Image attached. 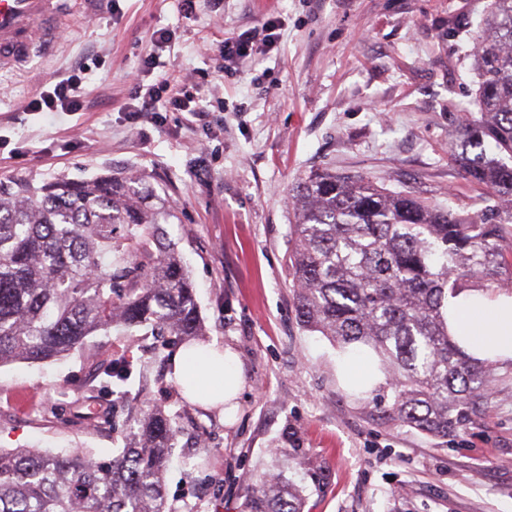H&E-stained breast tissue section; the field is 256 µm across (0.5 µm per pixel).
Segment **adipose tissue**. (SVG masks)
<instances>
[{"instance_id":"ef3b65f1","label":"adipose tissue","mask_w":512,"mask_h":512,"mask_svg":"<svg viewBox=\"0 0 512 512\" xmlns=\"http://www.w3.org/2000/svg\"><path fill=\"white\" fill-rule=\"evenodd\" d=\"M448 332L474 359L512 361V295L482 290L460 295L446 307ZM173 373L190 403L215 405L235 398L242 369L235 355L215 345L179 351Z\"/></svg>"}]
</instances>
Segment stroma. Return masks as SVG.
<instances>
[{
  "instance_id": "stroma-1",
  "label": "stroma",
  "mask_w": 512,
  "mask_h": 512,
  "mask_svg": "<svg viewBox=\"0 0 512 512\" xmlns=\"http://www.w3.org/2000/svg\"><path fill=\"white\" fill-rule=\"evenodd\" d=\"M488 0H84L63 36L0 77V179L34 184L111 171L168 199L167 239L188 265L208 340L231 348L244 384L232 420L187 403L143 330L98 332L62 360L0 367V448L80 447L109 459L123 412L106 413L99 366L151 364L131 403L179 413L166 493L174 512H245L274 474L303 512H512V361L496 363L466 427L433 438L391 420L392 392L345 385L339 349L304 330L287 271L288 197L305 173L358 174L460 211L484 205L449 143L475 111L470 48ZM280 20L276 47L225 76L224 38ZM172 39L156 68L152 35ZM82 64L84 108L24 105ZM208 110L136 116L133 75ZM102 411L97 424L85 415Z\"/></svg>"
}]
</instances>
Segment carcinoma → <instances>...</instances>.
Returning a JSON list of instances; mask_svg holds the SVG:
<instances>
[{"mask_svg": "<svg viewBox=\"0 0 512 512\" xmlns=\"http://www.w3.org/2000/svg\"><path fill=\"white\" fill-rule=\"evenodd\" d=\"M474 44L479 111L463 116L451 149L489 205L461 213L328 169L289 194L287 265L301 326L343 350L371 348L393 419L433 437L470 422L494 369L448 336L443 302L512 284V0H488ZM172 217L133 176L1 180L0 366L56 360L114 328L204 335L187 266L164 244ZM136 371L145 375L121 357L99 372V391L129 421L122 453L0 449V512H174L165 474L177 415L116 393ZM246 512H302V501L268 476L252 484Z\"/></svg>", "mask_w": 512, "mask_h": 512, "instance_id": "obj_1", "label": "carcinoma"}]
</instances>
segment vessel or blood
Here are the masks:
<instances>
[{
  "instance_id": "1",
  "label": "vessel or blood",
  "mask_w": 512,
  "mask_h": 512,
  "mask_svg": "<svg viewBox=\"0 0 512 512\" xmlns=\"http://www.w3.org/2000/svg\"><path fill=\"white\" fill-rule=\"evenodd\" d=\"M74 0H0V72L28 63L49 49Z\"/></svg>"
}]
</instances>
